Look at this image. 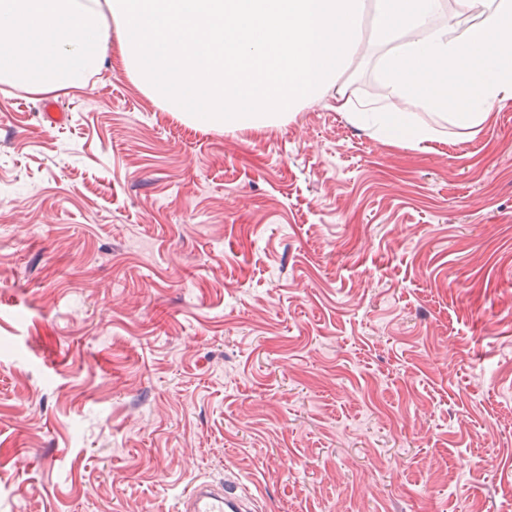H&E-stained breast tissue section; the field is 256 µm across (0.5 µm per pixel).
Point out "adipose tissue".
Here are the masks:
<instances>
[{"label":"adipose tissue","instance_id":"ef3b65f1","mask_svg":"<svg viewBox=\"0 0 512 512\" xmlns=\"http://www.w3.org/2000/svg\"><path fill=\"white\" fill-rule=\"evenodd\" d=\"M371 46L391 101L356 108L336 85ZM112 49L164 110L231 132L332 90L353 125L423 148L512 99V0H0L1 84L55 98Z\"/></svg>","mask_w":512,"mask_h":512}]
</instances>
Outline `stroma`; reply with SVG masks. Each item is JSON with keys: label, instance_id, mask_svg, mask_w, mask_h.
Returning a JSON list of instances; mask_svg holds the SVG:
<instances>
[{"label": "stroma", "instance_id": "stroma-1", "mask_svg": "<svg viewBox=\"0 0 512 512\" xmlns=\"http://www.w3.org/2000/svg\"><path fill=\"white\" fill-rule=\"evenodd\" d=\"M340 83L385 101L371 58ZM235 132L117 56L0 91V512H512V100L427 150ZM252 499L227 485H215L206 480L196 481L182 496L180 512H247Z\"/></svg>", "mask_w": 512, "mask_h": 512}]
</instances>
